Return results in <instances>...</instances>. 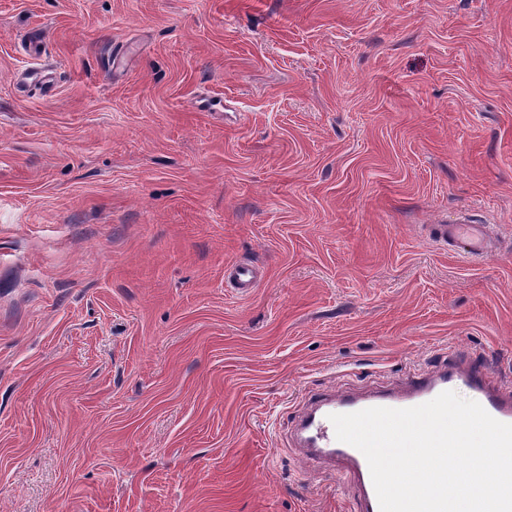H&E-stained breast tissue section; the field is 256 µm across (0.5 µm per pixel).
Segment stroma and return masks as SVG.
I'll return each instance as SVG.
<instances>
[{"instance_id":"1","label":"stroma","mask_w":512,"mask_h":512,"mask_svg":"<svg viewBox=\"0 0 512 512\" xmlns=\"http://www.w3.org/2000/svg\"><path fill=\"white\" fill-rule=\"evenodd\" d=\"M451 351L512 385V0H0V512H355L297 415ZM434 239L442 245H448L462 241L468 247L470 255H483L488 249V240L485 234V226L482 224H437ZM229 273V279L234 282L236 288L249 291L258 284L254 267L249 264L235 263L227 267L224 274Z\"/></svg>"}]
</instances>
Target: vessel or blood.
<instances>
[{
    "mask_svg": "<svg viewBox=\"0 0 512 512\" xmlns=\"http://www.w3.org/2000/svg\"><path fill=\"white\" fill-rule=\"evenodd\" d=\"M434 239L442 245L464 242L469 254L479 256L488 249L483 225H438ZM235 286L247 291L258 284L254 267L235 263L228 268ZM466 390L492 417L512 424V387L501 383L488 361L476 362L462 356L449 358L436 371H421L396 390H377L365 395L325 392L310 399L294 430L297 446L308 449L310 458L334 472H345L356 480L359 494L357 512H380L368 463L355 447L337 440L331 415L353 413L372 407L403 409L426 403L445 391Z\"/></svg>",
    "mask_w": 512,
    "mask_h": 512,
    "instance_id": "1",
    "label": "vessel or blood"
}]
</instances>
